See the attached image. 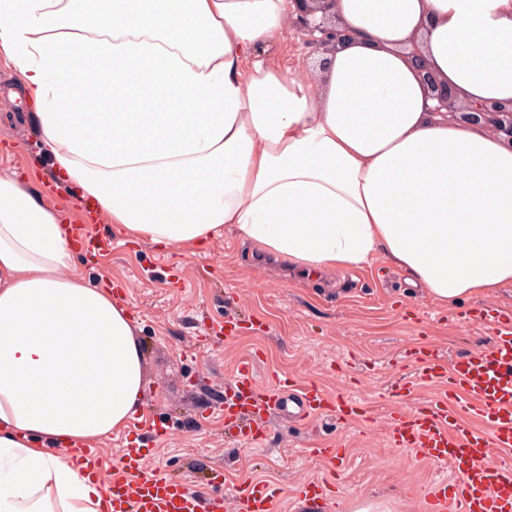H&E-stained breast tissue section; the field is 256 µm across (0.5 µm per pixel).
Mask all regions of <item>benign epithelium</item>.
<instances>
[{"label": "benign epithelium", "instance_id": "obj_1", "mask_svg": "<svg viewBox=\"0 0 512 512\" xmlns=\"http://www.w3.org/2000/svg\"><path fill=\"white\" fill-rule=\"evenodd\" d=\"M335 0H293L295 5L293 23L309 36V44L316 50H327L342 40L344 34L336 28L334 12ZM322 13L316 18V13ZM423 82L430 87L438 105L435 111L446 114L465 123L481 124L494 136L512 147V106L476 105L468 108L458 106L453 92L437 79L422 61L418 51L412 52Z\"/></svg>", "mask_w": 512, "mask_h": 512}]
</instances>
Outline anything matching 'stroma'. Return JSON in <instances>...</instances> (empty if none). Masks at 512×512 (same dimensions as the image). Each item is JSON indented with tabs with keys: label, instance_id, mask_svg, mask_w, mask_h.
I'll return each instance as SVG.
<instances>
[{
	"label": "stroma",
	"instance_id": "stroma-1",
	"mask_svg": "<svg viewBox=\"0 0 512 512\" xmlns=\"http://www.w3.org/2000/svg\"><path fill=\"white\" fill-rule=\"evenodd\" d=\"M261 57L293 69L309 63L313 51L288 24ZM16 86L0 52V171H15L39 189L52 172L39 156L34 114L9 95ZM72 266L124 293L140 327L143 413L167 431L150 441L148 465L202 488L219 479L227 512H238L233 492L248 484L273 490L274 512H296V489L309 480L334 496V512H353L364 499L381 502L386 512H421L426 485L455 474L388 444L389 389L396 378L414 373L405 351L430 344L454 358L491 339L490 330L469 321L470 310L512 307V285L441 305L381 258L336 272L288 271L248 254L228 233L201 250L128 240L96 261L73 255ZM229 315L241 329L233 341L217 343L211 327ZM254 353L260 356L258 385H266L270 373L288 371L333 397L353 387L363 418L322 417L303 426L275 418L263 447L225 440L216 409L237 363ZM313 443L338 449L336 463L311 455Z\"/></svg>",
	"mask_w": 512,
	"mask_h": 512
}]
</instances>
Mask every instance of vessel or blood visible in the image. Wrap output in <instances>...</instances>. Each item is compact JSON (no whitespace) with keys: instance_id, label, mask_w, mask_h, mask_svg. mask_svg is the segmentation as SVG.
I'll return each mask as SVG.
<instances>
[{"instance_id":"obj_1","label":"vessel or blood","mask_w":512,"mask_h":512,"mask_svg":"<svg viewBox=\"0 0 512 512\" xmlns=\"http://www.w3.org/2000/svg\"><path fill=\"white\" fill-rule=\"evenodd\" d=\"M76 243L90 260L112 252L108 236L82 234ZM472 317L491 329L488 345L450 361L434 346L411 347L407 356L417 367L416 378L397 380L390 389L395 401L387 418L390 447L415 450L435 467L458 474L457 481L427 485V512H512V464L490 460L492 449L512 447V311L487 307ZM254 367V359L242 361L224 394V434L230 440L263 445L276 415L347 420L362 409L355 397H329L283 372L273 374L271 391H264ZM436 382L442 385L438 394L407 408L421 386ZM470 416L481 420L482 430L467 424ZM146 436L143 422L133 421L109 486L112 512H225L223 494L190 488L148 466ZM237 504L241 512H273V495L254 485L239 491Z\"/></svg>"}]
</instances>
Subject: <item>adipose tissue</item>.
<instances>
[{
	"mask_svg": "<svg viewBox=\"0 0 512 512\" xmlns=\"http://www.w3.org/2000/svg\"><path fill=\"white\" fill-rule=\"evenodd\" d=\"M291 0H0V52L40 155L118 233L158 247L223 229L288 264L377 257L438 303L512 285V149L437 114L420 50L461 105H512V0H336L316 67L259 51ZM71 229L0 174V512H106L57 453L140 410L138 324L72 272Z\"/></svg>",
	"mask_w": 512,
	"mask_h": 512,
	"instance_id": "1",
	"label": "adipose tissue"
}]
</instances>
